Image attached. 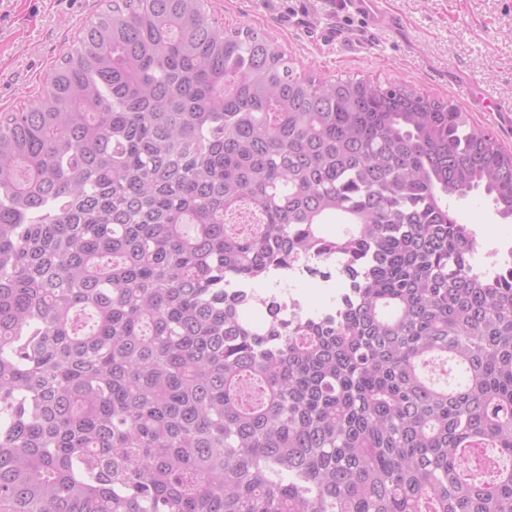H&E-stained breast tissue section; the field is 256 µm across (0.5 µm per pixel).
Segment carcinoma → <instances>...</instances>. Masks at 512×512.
Segmentation results:
<instances>
[{
  "instance_id": "obj_1",
  "label": "carcinoma",
  "mask_w": 512,
  "mask_h": 512,
  "mask_svg": "<svg viewBox=\"0 0 512 512\" xmlns=\"http://www.w3.org/2000/svg\"><path fill=\"white\" fill-rule=\"evenodd\" d=\"M107 2L0 115V512H512V254L448 207L512 218V151L207 0ZM314 251L336 316L227 298ZM449 205L461 224H477L480 228L477 236L485 247L474 258V264L479 270L484 271L496 260L503 263L508 259L507 250L512 248V219L503 220L496 215L492 197L478 190L464 198L450 200ZM495 249L499 250V255L489 256Z\"/></svg>"
}]
</instances>
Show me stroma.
Masks as SVG:
<instances>
[{
  "label": "stroma",
  "mask_w": 512,
  "mask_h": 512,
  "mask_svg": "<svg viewBox=\"0 0 512 512\" xmlns=\"http://www.w3.org/2000/svg\"><path fill=\"white\" fill-rule=\"evenodd\" d=\"M100 0H0V113L31 101L56 62L76 46ZM232 29L264 33L297 65L326 77L400 81L441 100H455L479 130L512 149V125L479 111L463 96L512 101V0H389L399 25L370 29L337 0H208ZM449 205L460 223L480 229L485 269L506 260L512 219L495 213L492 197L478 190Z\"/></svg>",
  "instance_id": "obj_1"
}]
</instances>
